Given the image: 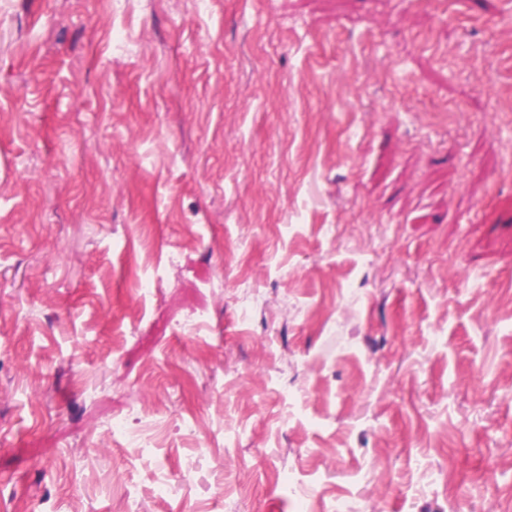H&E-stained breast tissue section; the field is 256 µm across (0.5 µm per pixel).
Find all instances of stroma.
<instances>
[{
	"label": "stroma",
	"mask_w": 512,
	"mask_h": 512,
	"mask_svg": "<svg viewBox=\"0 0 512 512\" xmlns=\"http://www.w3.org/2000/svg\"><path fill=\"white\" fill-rule=\"evenodd\" d=\"M341 504L512 512V0H0V512Z\"/></svg>",
	"instance_id": "stroma-1"
}]
</instances>
